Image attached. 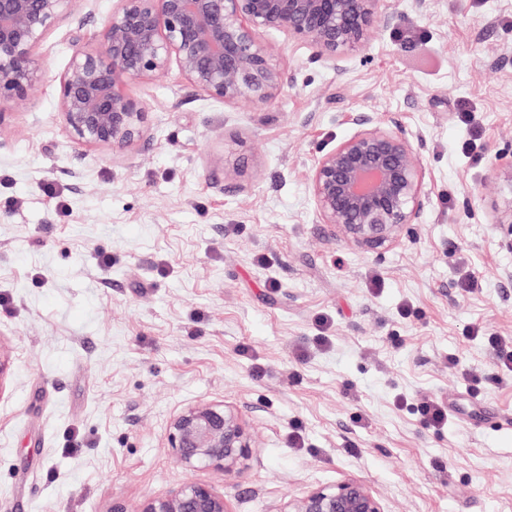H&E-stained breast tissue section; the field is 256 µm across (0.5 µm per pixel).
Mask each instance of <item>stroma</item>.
Listing matches in <instances>:
<instances>
[{"label": "stroma", "mask_w": 512, "mask_h": 512, "mask_svg": "<svg viewBox=\"0 0 512 512\" xmlns=\"http://www.w3.org/2000/svg\"><path fill=\"white\" fill-rule=\"evenodd\" d=\"M115 5L75 0L38 49L43 83L0 102V512H108L190 481L276 512L349 478L388 512H512V373L488 342L512 344L493 210L512 0H389L393 25L340 73L268 32L285 71L271 102L192 94L173 67L130 87L142 140L80 145L58 78ZM359 112L416 133L426 169L422 223L380 257L319 223L309 187ZM425 399L447 426L416 413ZM221 400L258 437L229 483L165 446L176 412ZM417 412L435 428H441L448 423V407L442 402L424 400L417 404Z\"/></svg>", "instance_id": "obj_1"}]
</instances>
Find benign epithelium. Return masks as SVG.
Segmentation results:
<instances>
[{
    "instance_id": "obj_1",
    "label": "benign epithelium",
    "mask_w": 512,
    "mask_h": 512,
    "mask_svg": "<svg viewBox=\"0 0 512 512\" xmlns=\"http://www.w3.org/2000/svg\"><path fill=\"white\" fill-rule=\"evenodd\" d=\"M74 0H0V101L22 100L43 81L37 49ZM385 0H118L105 18L97 48L74 45L59 78L58 112L71 137L89 146L124 148L144 135L147 111L124 93L177 65L193 93L240 106L277 97L285 73L265 40L283 32L309 50L307 61L343 71L362 53L376 25L394 14ZM360 127L311 170L316 217L353 245L380 254L398 242L400 229L419 224L425 210V169L418 136L380 126L370 112ZM494 208L503 226L501 247L512 252V165L496 176ZM167 447L187 467H207L229 482L253 460L256 436L240 411L225 401H205L175 413ZM110 512H230L224 495L189 482L130 507L112 501ZM277 512H388L362 482L348 479L313 488Z\"/></svg>"
}]
</instances>
